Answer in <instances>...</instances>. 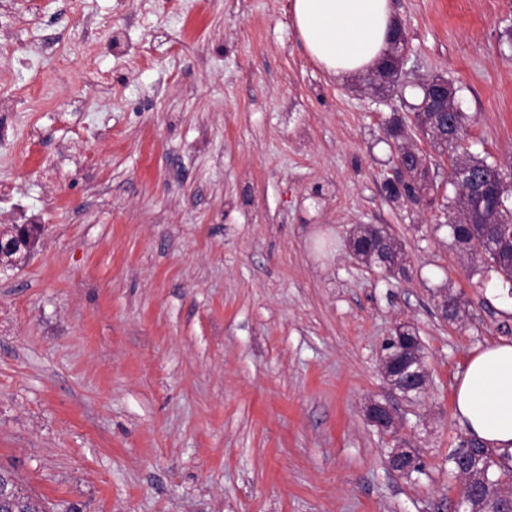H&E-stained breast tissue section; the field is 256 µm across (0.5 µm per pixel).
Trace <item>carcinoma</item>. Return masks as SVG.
Returning a JSON list of instances; mask_svg holds the SVG:
<instances>
[{"instance_id":"carcinoma-1","label":"carcinoma","mask_w":512,"mask_h":512,"mask_svg":"<svg viewBox=\"0 0 512 512\" xmlns=\"http://www.w3.org/2000/svg\"><path fill=\"white\" fill-rule=\"evenodd\" d=\"M426 93H421L419 103L413 106V127L422 136L440 142L435 133L432 116L427 112ZM454 132L448 138V184L454 194L448 199L445 209L448 214V227L452 244L472 260L486 265V270L503 276L504 281L512 282V209L496 207L497 198L512 199V156L507 160L490 161L488 157L471 154L464 143L468 136L467 116L456 112L450 116ZM386 138L394 147L396 162H406L416 174V181L400 191L388 190L392 201L402 196L419 199L429 188L428 169L424 157L409 146V132L403 120L395 116L386 126ZM470 173L483 181V189L467 191L466 186L456 179V172ZM358 259L365 263L373 253L386 256L391 269L406 272L404 254L396 238L380 226L365 225L353 234ZM422 350V344L415 329L409 325L396 328L394 336L383 346L388 357L397 360L411 352ZM467 462L480 468L486 478L498 489H512V453L499 452L488 448L476 440L461 439L448 455V473L458 476L459 465ZM0 485L9 493L0 498V512H44V506L33 497L23 493L16 478L8 472H0ZM472 512H509L512 509L507 499L484 492L470 504Z\"/></svg>"}]
</instances>
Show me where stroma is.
Segmentation results:
<instances>
[{
    "instance_id": "stroma-1",
    "label": "stroma",
    "mask_w": 512,
    "mask_h": 512,
    "mask_svg": "<svg viewBox=\"0 0 512 512\" xmlns=\"http://www.w3.org/2000/svg\"><path fill=\"white\" fill-rule=\"evenodd\" d=\"M145 2L0 0V225L43 228L0 273V466L48 512H452L458 375L512 341V286L454 249L428 139L433 190L388 199L384 127L441 76L471 152L511 156L512 0H394L388 95L313 61L290 0H155L146 26ZM358 224L389 225L406 274L353 258ZM401 324L416 396L380 372ZM372 399L424 474L388 468ZM412 348L422 352L420 338L412 326L401 325L396 328L394 336L384 344L383 351L385 356L399 360L409 354ZM409 374L405 377L404 380H401V377ZM385 379L398 390L408 391L410 392H422L423 388H426L428 385V375L423 371L414 372H403L399 375H388L386 374ZM366 410L370 422L379 430L386 433H397V420L387 405L380 402H372L367 406Z\"/></svg>"
}]
</instances>
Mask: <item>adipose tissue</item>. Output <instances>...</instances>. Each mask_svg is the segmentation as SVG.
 Instances as JSON below:
<instances>
[{"label":"adipose tissue","instance_id":"adipose-tissue-1","mask_svg":"<svg viewBox=\"0 0 512 512\" xmlns=\"http://www.w3.org/2000/svg\"><path fill=\"white\" fill-rule=\"evenodd\" d=\"M292 11L307 53L339 78L375 70L398 25L393 0H293ZM454 406L474 437L493 448L512 447V342L493 343L469 359Z\"/></svg>","mask_w":512,"mask_h":512}]
</instances>
